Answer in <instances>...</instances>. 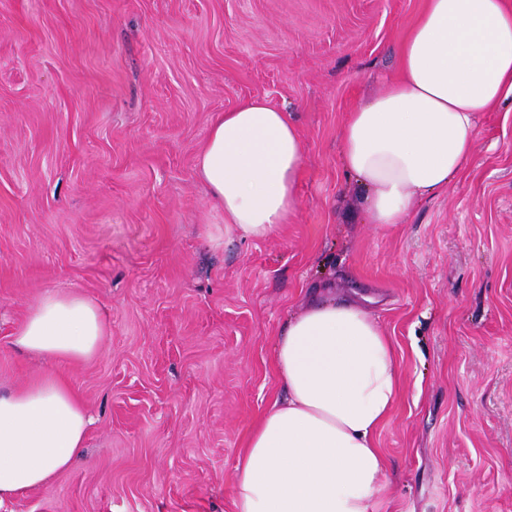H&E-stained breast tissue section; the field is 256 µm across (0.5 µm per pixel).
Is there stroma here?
Returning a JSON list of instances; mask_svg holds the SVG:
<instances>
[{
  "instance_id": "1",
  "label": "stroma",
  "mask_w": 512,
  "mask_h": 512,
  "mask_svg": "<svg viewBox=\"0 0 512 512\" xmlns=\"http://www.w3.org/2000/svg\"><path fill=\"white\" fill-rule=\"evenodd\" d=\"M425 0H0V392L44 369L11 335L45 292L93 301L56 362L92 418L79 460L0 512H235V465L282 388L272 351L322 285L375 298L402 376L375 512H512V109L400 224L365 223L348 112L397 71ZM261 97L304 144L298 207L224 232L196 163Z\"/></svg>"
}]
</instances>
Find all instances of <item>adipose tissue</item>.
I'll list each match as a JSON object with an SVG mask.
<instances>
[{
  "label": "adipose tissue",
  "instance_id": "adipose-tissue-1",
  "mask_svg": "<svg viewBox=\"0 0 512 512\" xmlns=\"http://www.w3.org/2000/svg\"><path fill=\"white\" fill-rule=\"evenodd\" d=\"M398 74L348 113L343 167L367 223H403L474 161L478 116L512 103V0H426L397 49ZM303 142L288 111L247 100L212 122L198 177L224 230L273 235L297 209ZM99 308L48 292L13 334L48 361L95 355ZM272 361L286 396L257 420L236 464L235 512H372L385 463L374 435L399 397L395 346L355 299L316 297L289 318ZM90 418L54 370L0 393V503L69 469Z\"/></svg>",
  "mask_w": 512,
  "mask_h": 512
}]
</instances>
